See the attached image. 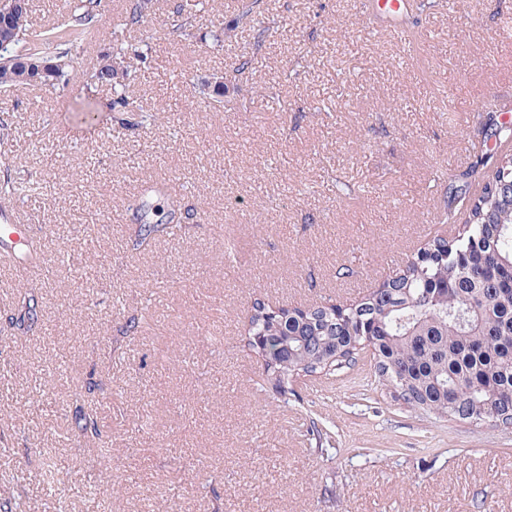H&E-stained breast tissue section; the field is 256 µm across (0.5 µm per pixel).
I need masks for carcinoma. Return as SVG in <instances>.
<instances>
[{
	"label": "carcinoma",
	"mask_w": 512,
	"mask_h": 512,
	"mask_svg": "<svg viewBox=\"0 0 512 512\" xmlns=\"http://www.w3.org/2000/svg\"><path fill=\"white\" fill-rule=\"evenodd\" d=\"M149 2L128 0L121 28L139 25ZM240 2L225 41L248 29L258 46L266 31L263 0ZM98 6L100 0H81L67 21L36 30L24 4L0 33V90L67 83L72 51L96 27ZM174 16L172 32L186 34L195 20L191 0H181ZM145 59L143 48L122 42L89 73L86 87L123 89ZM113 105L125 127L154 119L121 93ZM494 137L499 158L493 167L471 173L481 181L480 191L466 189L456 196L457 206L443 209L442 223H462L458 234L427 240L360 303L301 309L252 302L248 345L280 394L294 392L293 376L349 368L369 348L379 380L405 404L470 422L481 420L490 405L497 425L512 426V124L495 125ZM169 228L168 221L148 225L134 249Z\"/></svg>",
	"instance_id": "cac0c4a2"
}]
</instances>
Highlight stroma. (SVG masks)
<instances>
[{"label": "stroma", "mask_w": 512, "mask_h": 512, "mask_svg": "<svg viewBox=\"0 0 512 512\" xmlns=\"http://www.w3.org/2000/svg\"><path fill=\"white\" fill-rule=\"evenodd\" d=\"M175 2L153 0L130 37L150 77L125 93L157 123L122 127L112 90L85 88L125 0H102L67 85L0 92V183L24 188L0 197V216L30 224L43 253L31 270L0 261V507L512 512V427L408 407L367 350L282 396L246 344L254 300L349 306L423 246L450 178L481 156L472 101L512 114V0H435L404 42L374 28L365 0H267L262 44L246 32L232 50L214 39L238 0H202L186 39L168 30ZM217 77L220 112L196 92ZM160 177L204 212L134 249V197L154 222L170 208L138 190ZM339 180L359 192L337 195ZM24 297L38 320L21 335ZM55 366L48 406L29 386ZM90 411L97 443L81 430ZM103 445L110 493L95 480ZM59 456L63 484L38 488Z\"/></svg>", "instance_id": "35a3bbf8"}]
</instances>
